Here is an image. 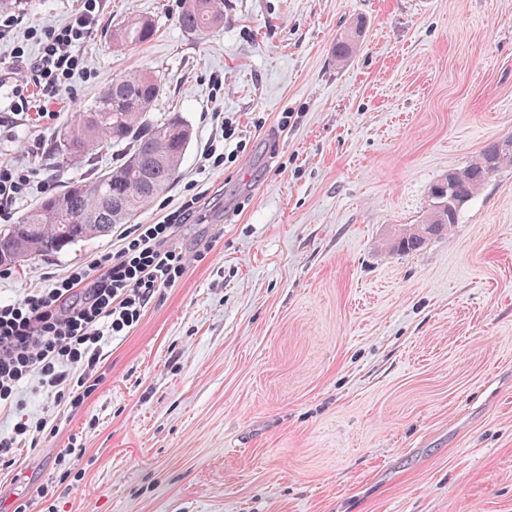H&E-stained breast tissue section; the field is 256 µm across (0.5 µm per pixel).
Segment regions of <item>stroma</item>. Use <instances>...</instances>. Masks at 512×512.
I'll list each match as a JSON object with an SVG mask.
<instances>
[{
  "label": "stroma",
  "mask_w": 512,
  "mask_h": 512,
  "mask_svg": "<svg viewBox=\"0 0 512 512\" xmlns=\"http://www.w3.org/2000/svg\"><path fill=\"white\" fill-rule=\"evenodd\" d=\"M80 5L29 0L17 42L37 53L28 28ZM101 7L90 72L57 119L17 116L0 160L137 70L161 80L151 118L182 113L192 141L133 222L10 267L0 299L94 268L140 224H170L187 263L104 345L79 406L31 381L0 409L2 434L43 426L0 464V512H512V166L449 234L388 247L434 181L512 137V0H224L206 36L180 0ZM135 15L154 38L113 50L106 26ZM88 169L45 156L0 225Z\"/></svg>",
  "instance_id": "1"
}]
</instances>
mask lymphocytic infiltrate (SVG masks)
I'll use <instances>...</instances> for the list:
<instances>
[{
    "label": "lymphocytic infiltrate",
    "mask_w": 512,
    "mask_h": 512,
    "mask_svg": "<svg viewBox=\"0 0 512 512\" xmlns=\"http://www.w3.org/2000/svg\"><path fill=\"white\" fill-rule=\"evenodd\" d=\"M100 15L101 0H83L68 24L30 27L38 46L32 56L10 41L20 16L0 14V45L12 69L26 74L25 82L11 88L0 129L8 128L10 116L30 110L51 118L50 104L70 90L76 73L90 67L75 47L98 25ZM167 230L164 224L141 226L126 247L102 256L96 270L77 268L51 287L0 302V406L29 380L49 389L54 399L80 403L75 390L96 372L106 341L139 319L155 289L179 278L186 258L165 247Z\"/></svg>",
    "instance_id": "1"
}]
</instances>
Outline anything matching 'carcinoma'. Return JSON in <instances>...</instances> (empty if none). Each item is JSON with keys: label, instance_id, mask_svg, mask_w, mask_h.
Masks as SVG:
<instances>
[{"label": "carcinoma", "instance_id": "carcinoma-1", "mask_svg": "<svg viewBox=\"0 0 512 512\" xmlns=\"http://www.w3.org/2000/svg\"><path fill=\"white\" fill-rule=\"evenodd\" d=\"M180 28L204 35L224 25V0H181L177 18ZM155 26L147 17H130L108 28L112 48H134L153 38ZM359 34L352 32L336 40V62L347 61L355 52ZM108 93L90 107L79 108L54 141L55 154L67 165L80 166L104 147L124 145L112 166L90 178L72 181L46 195L14 224L0 227V266L15 263V256L56 255L72 245L112 232L127 224L155 198L167 191L179 174L192 130L179 112L164 118H149L161 84L151 71L112 78ZM512 165V148L499 142L488 144L467 167L462 177L448 182L443 176L430 188L434 200L423 234L445 235L458 223L459 211L499 169ZM94 187L92 191L82 186ZM70 212L78 223L70 225L63 239L53 227V215ZM424 242L420 234L405 228L392 242L403 253L416 251Z\"/></svg>", "mask_w": 512, "mask_h": 512}]
</instances>
